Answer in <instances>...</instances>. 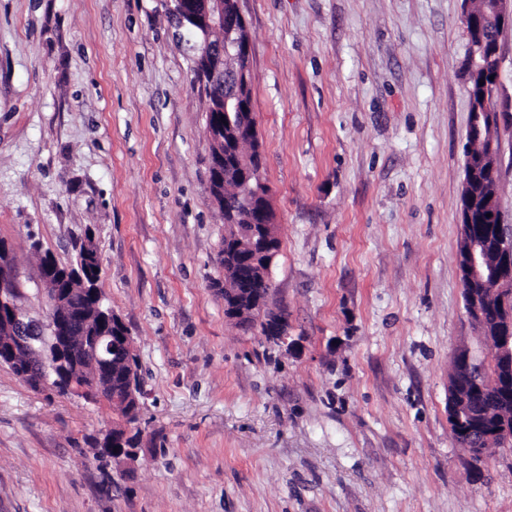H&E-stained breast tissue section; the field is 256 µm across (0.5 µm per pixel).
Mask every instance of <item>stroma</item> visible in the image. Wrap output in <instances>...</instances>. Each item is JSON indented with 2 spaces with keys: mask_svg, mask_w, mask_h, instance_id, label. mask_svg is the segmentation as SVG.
Wrapping results in <instances>:
<instances>
[{
  "mask_svg": "<svg viewBox=\"0 0 512 512\" xmlns=\"http://www.w3.org/2000/svg\"><path fill=\"white\" fill-rule=\"evenodd\" d=\"M290 345L224 316L207 98L166 0H0V240L93 235L130 330L136 459L112 409L0 366V512H512V449L473 461L448 373L477 343L456 262L464 0H239ZM131 423H124L123 426H112V429L105 435L101 442V453L103 455L113 458V455H119L126 459L133 460L137 456V450L134 448H120L122 447V440L126 435V429L124 425ZM114 448H118V452H114ZM127 454V456H125Z\"/></svg>",
  "mask_w": 512,
  "mask_h": 512,
  "instance_id": "1",
  "label": "stroma"
}]
</instances>
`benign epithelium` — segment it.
<instances>
[{
    "instance_id": "1",
    "label": "benign epithelium",
    "mask_w": 512,
    "mask_h": 512,
    "mask_svg": "<svg viewBox=\"0 0 512 512\" xmlns=\"http://www.w3.org/2000/svg\"><path fill=\"white\" fill-rule=\"evenodd\" d=\"M170 15L181 28H190L195 38V58L204 67L209 84L222 107L210 115V129H222L233 139L224 143V149L211 154L210 169L214 183L224 184L228 172L234 173L238 184L236 197L245 202L242 210L225 207L224 194H213L212 199L224 207V224L234 230L226 235V262L236 272V287L220 288L224 296V314L232 320L240 313L264 323L276 340L287 342L288 320L280 313L267 309L268 295H257L256 283L270 284L269 276L254 277L257 258L245 252L239 241H261V255L266 263L273 264L280 239L276 233L274 212L271 206L272 189L263 178V152L261 147L248 156L234 149V142L257 140V126L253 116L250 92L251 42L246 38L248 22L238 6V0H168ZM469 36L466 58L467 73L483 71L494 76L489 85L490 99L483 102L484 110L469 115L467 137L489 129L490 147L487 154L476 159L468 153L464 159L463 186L486 176L498 179L501 173V146L496 144L495 131L505 119L504 110L496 102L502 85L499 65V36L512 29V0H487L482 13L468 10L464 15ZM473 200L465 198L461 207V234L467 240V249L457 254L463 290L464 306L469 321L489 336L490 350L498 364L499 383L496 396L508 403L512 401V226L501 218L497 196L481 202L480 212L491 214L488 223L491 232L477 234L473 229ZM13 248L0 243V324L11 331L10 339L0 340V365H12L29 386L37 392L64 390L68 394L92 403L108 400L128 407V417L134 419L141 406L142 389L135 382L133 361L134 347L128 339L111 335L75 336L71 324L86 318V312L68 304V289L54 278L56 265L49 262L39 271L37 294L46 306V315L35 318L28 308L14 297L17 287L14 275ZM499 286L497 315L491 322L486 319L489 306L483 299V286L488 281ZM471 347L462 345L454 353L456 364L454 383L448 392V419L457 425L459 445L470 456H484V449L474 444L489 445L494 441L512 443V423L504 420L487 427L476 423L464 425L475 414L469 400L460 391V378ZM121 355L127 370L121 374L122 391L106 398L103 385H112V357ZM125 427H112L101 442V453L115 454L133 460L134 448L122 447Z\"/></svg>"
}]
</instances>
